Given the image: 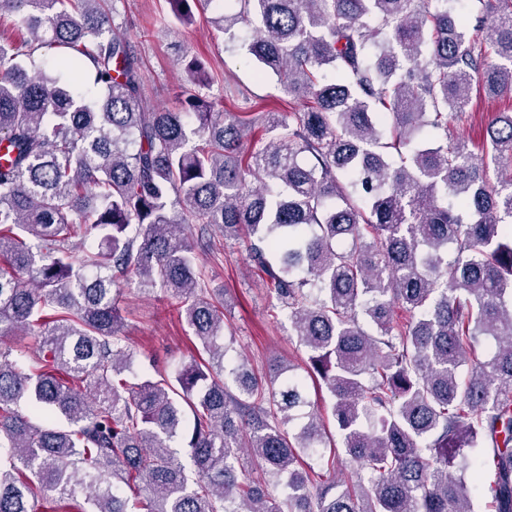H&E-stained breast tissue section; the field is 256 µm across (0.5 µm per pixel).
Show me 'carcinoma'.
I'll list each match as a JSON object with an SVG mask.
<instances>
[{
    "mask_svg": "<svg viewBox=\"0 0 512 512\" xmlns=\"http://www.w3.org/2000/svg\"><path fill=\"white\" fill-rule=\"evenodd\" d=\"M115 2L0 0L29 34L0 44V338L36 341L30 368L0 350V512H475L484 468L512 512V114L479 157L448 136L473 86L512 91V0H487L483 38L449 0H238L212 23L230 42L251 25L248 54L307 102L253 117L149 107ZM86 70L97 96L75 85ZM257 124L272 137L247 151ZM192 224L252 239L306 376L227 358ZM122 280L179 301L189 364L128 379ZM307 377L344 483L324 477ZM309 386H310V399L312 403H315V407L318 406L319 410L323 414L324 417V423L326 428L336 436V423L331 416L330 410H329V398L325 392L321 393H315L312 383L310 380H308ZM336 443H337V453H339L340 459L343 460V464H340L336 467L335 476L339 480H346L348 479V476L350 475L352 467L350 466V463H348V460H346L344 448L340 447L339 438L336 436Z\"/></svg>",
    "mask_w": 512,
    "mask_h": 512,
    "instance_id": "carcinoma-1",
    "label": "carcinoma"
}]
</instances>
